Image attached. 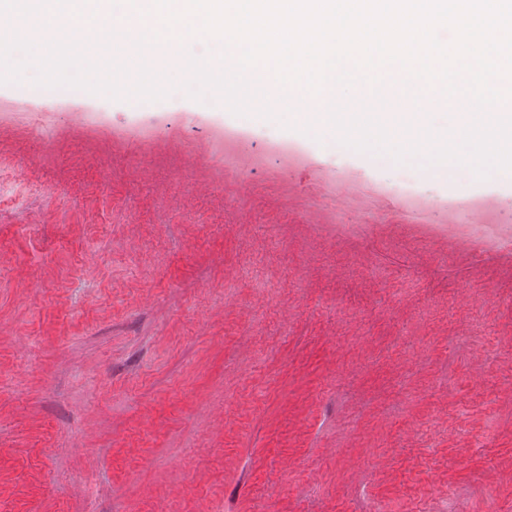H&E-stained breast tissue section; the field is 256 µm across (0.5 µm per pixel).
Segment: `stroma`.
Listing matches in <instances>:
<instances>
[{"mask_svg":"<svg viewBox=\"0 0 512 512\" xmlns=\"http://www.w3.org/2000/svg\"><path fill=\"white\" fill-rule=\"evenodd\" d=\"M35 75L0 84V512H512V251L468 232L512 175Z\"/></svg>","mask_w":512,"mask_h":512,"instance_id":"35a3bbf8","label":"stroma"}]
</instances>
